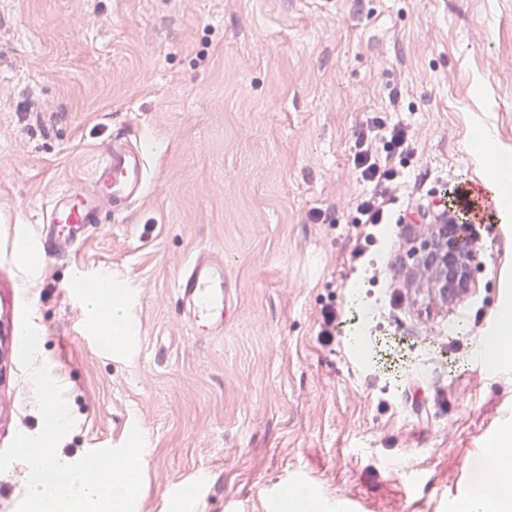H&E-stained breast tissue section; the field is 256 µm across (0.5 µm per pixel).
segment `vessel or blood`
Masks as SVG:
<instances>
[{"mask_svg":"<svg viewBox=\"0 0 512 512\" xmlns=\"http://www.w3.org/2000/svg\"><path fill=\"white\" fill-rule=\"evenodd\" d=\"M147 158L132 140L116 137L101 155L90 183L61 190L45 206V249L55 254L83 244L93 225L104 214L128 211L144 194ZM178 301L188 310L194 336L209 339L224 333L228 284L224 277V253L211 248L196 250L174 283Z\"/></svg>","mask_w":512,"mask_h":512,"instance_id":"vessel-or-blood-1","label":"vessel or blood"}]
</instances>
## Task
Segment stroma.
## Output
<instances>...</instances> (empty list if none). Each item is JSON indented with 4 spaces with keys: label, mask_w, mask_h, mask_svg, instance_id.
I'll use <instances>...</instances> for the list:
<instances>
[{
    "label": "stroma",
    "mask_w": 512,
    "mask_h": 512,
    "mask_svg": "<svg viewBox=\"0 0 512 512\" xmlns=\"http://www.w3.org/2000/svg\"><path fill=\"white\" fill-rule=\"evenodd\" d=\"M399 124L419 149L387 158L406 185L357 261L355 141ZM478 127L512 157V0H0V450L42 425L27 306L76 419L59 453L141 431L135 512H461L512 437V357L478 356L512 302V231L473 225L458 296L411 252L439 191L481 188ZM123 133L144 196L48 253L42 206ZM203 247L232 311L198 340L173 283ZM105 271L134 327L112 354L73 285Z\"/></svg>",
    "instance_id": "1"
}]
</instances>
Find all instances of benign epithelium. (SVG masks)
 <instances>
[{
    "mask_svg": "<svg viewBox=\"0 0 512 512\" xmlns=\"http://www.w3.org/2000/svg\"><path fill=\"white\" fill-rule=\"evenodd\" d=\"M468 225L463 224L457 234L448 235V225L440 226L437 235L423 241L417 252V262L435 271L439 291L448 292V283L458 282L461 262L469 254Z\"/></svg>",
    "mask_w": 512,
    "mask_h": 512,
    "instance_id": "1",
    "label": "benign epithelium"
}]
</instances>
